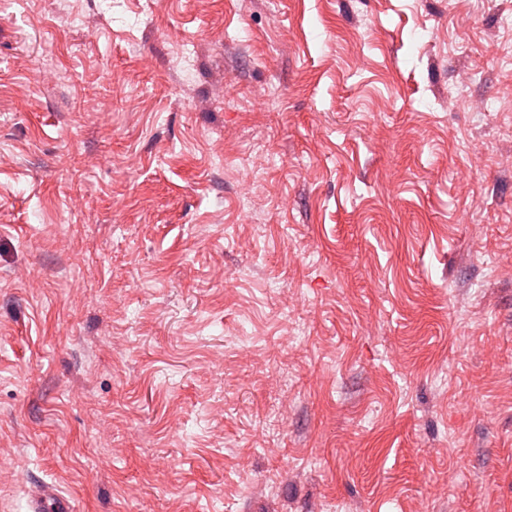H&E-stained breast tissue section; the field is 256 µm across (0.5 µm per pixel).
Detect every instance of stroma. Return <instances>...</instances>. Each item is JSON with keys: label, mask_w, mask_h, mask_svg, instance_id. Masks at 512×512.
<instances>
[{"label": "stroma", "mask_w": 512, "mask_h": 512, "mask_svg": "<svg viewBox=\"0 0 512 512\" xmlns=\"http://www.w3.org/2000/svg\"><path fill=\"white\" fill-rule=\"evenodd\" d=\"M0 512L512 507V0H0ZM26 512H70L71 504L53 483L41 482L33 485L27 501Z\"/></svg>", "instance_id": "35a3bbf8"}]
</instances>
